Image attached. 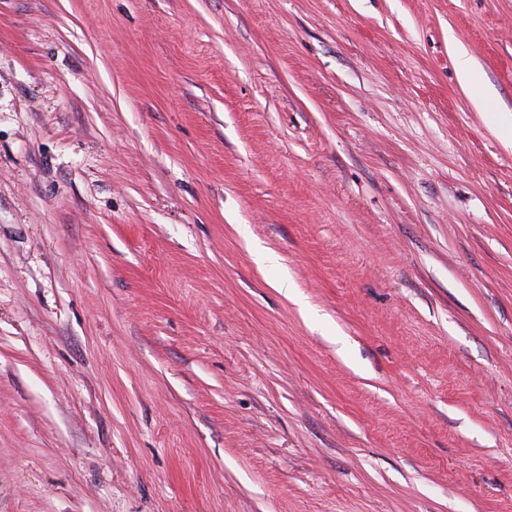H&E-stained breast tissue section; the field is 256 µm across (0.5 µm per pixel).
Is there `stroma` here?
<instances>
[{
    "label": "stroma",
    "mask_w": 512,
    "mask_h": 512,
    "mask_svg": "<svg viewBox=\"0 0 512 512\" xmlns=\"http://www.w3.org/2000/svg\"><path fill=\"white\" fill-rule=\"evenodd\" d=\"M469 81L512 0H0V512H512Z\"/></svg>",
    "instance_id": "1"
}]
</instances>
